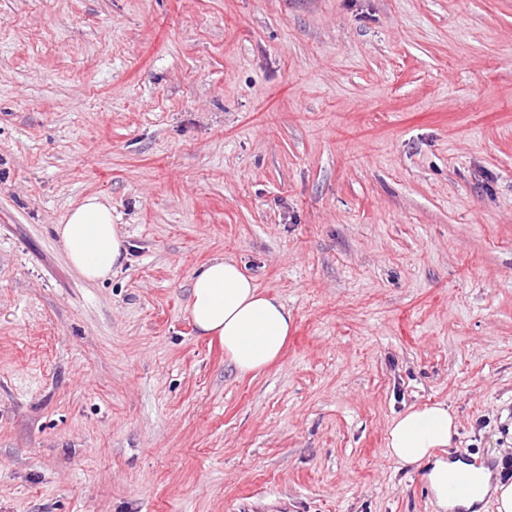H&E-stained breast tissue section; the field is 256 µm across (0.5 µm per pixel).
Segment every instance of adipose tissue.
<instances>
[{"label":"adipose tissue","mask_w":512,"mask_h":512,"mask_svg":"<svg viewBox=\"0 0 512 512\" xmlns=\"http://www.w3.org/2000/svg\"><path fill=\"white\" fill-rule=\"evenodd\" d=\"M55 232L71 265L86 279L102 281L127 256V240L112 220V207L91 196L71 210ZM200 335L215 337L239 374L257 373L281 355L292 327V315L277 298L259 291L231 258L212 260L194 278L187 307ZM456 432L445 404L409 410L388 430L390 453L407 465L430 463L426 476L442 512L448 499V478L460 464L433 459L435 449L447 447Z\"/></svg>","instance_id":"obj_1"}]
</instances>
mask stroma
<instances>
[{"label":"stroma","mask_w":512,"mask_h":512,"mask_svg":"<svg viewBox=\"0 0 512 512\" xmlns=\"http://www.w3.org/2000/svg\"><path fill=\"white\" fill-rule=\"evenodd\" d=\"M91 195L128 259L77 275ZM293 317L242 376L192 280ZM512 455V0H0V512H438ZM55 232L71 265L90 281L112 275L127 256V239L112 221V206L99 196H90L71 210ZM456 434L454 418L448 412V406L436 403L423 409L409 410L395 418L388 430V447L390 453L400 462L417 465L428 462L431 465L426 475L427 483L437 501L438 506L447 512L448 508H471L483 501L490 491V474L485 483H481L470 500H464L472 493L474 484L481 476L492 468L489 461L466 462L467 471L459 472L464 464H448L439 459L431 463L436 448L448 447L453 435ZM459 472V473H458ZM456 474L448 480V476Z\"/></svg>","instance_id":"obj_1"}]
</instances>
